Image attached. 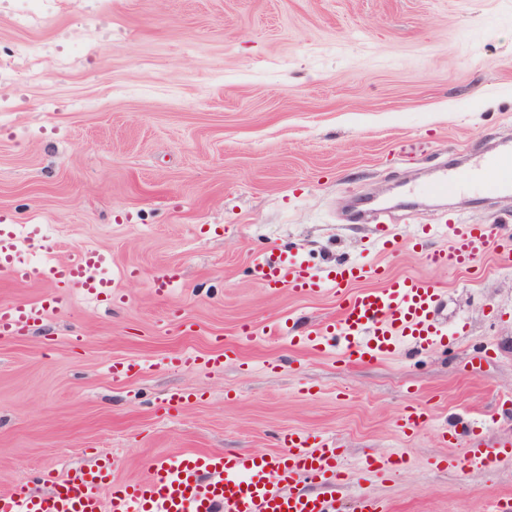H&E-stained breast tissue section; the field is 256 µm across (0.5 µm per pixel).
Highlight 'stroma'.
Wrapping results in <instances>:
<instances>
[{
  "label": "stroma",
  "instance_id": "1",
  "mask_svg": "<svg viewBox=\"0 0 512 512\" xmlns=\"http://www.w3.org/2000/svg\"><path fill=\"white\" fill-rule=\"evenodd\" d=\"M17 7L0 0V57L38 60L0 86V220L25 264L109 250L122 299L73 294L0 340V493L42 496L40 473L106 458L136 481L189 449L269 454L304 432L335 437L350 464L405 453L339 489L341 512L362 494L391 512L512 495V454L470 470L442 439L512 441V196L405 205L442 167L512 144V0H37L27 26ZM458 217L501 235L471 267L431 264ZM380 227L430 233L392 255ZM269 249L437 282L447 349L360 361L266 335L339 312L334 290L255 279ZM171 269L178 287L156 296ZM247 326L260 334L239 344ZM116 361L138 369L113 381ZM413 405L430 422L401 433Z\"/></svg>",
  "mask_w": 512,
  "mask_h": 512
}]
</instances>
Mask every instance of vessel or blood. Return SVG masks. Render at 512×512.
<instances>
[{"label":"vessel or blood","instance_id":"vessel-or-blood-1","mask_svg":"<svg viewBox=\"0 0 512 512\" xmlns=\"http://www.w3.org/2000/svg\"><path fill=\"white\" fill-rule=\"evenodd\" d=\"M436 189H477L489 194L512 191V149L503 148L475 164L441 176ZM454 246L433 254V261L466 266L481 256L499 235L496 224H455ZM14 225L0 224V273L19 283L40 280L51 291L35 301L0 304V339H13L58 310L72 292L90 298H117L109 271L110 253L90 248L63 262L37 265L17 259ZM253 274L270 291L289 288L304 296L323 289H341L380 277L374 288L341 299L337 317L296 337L287 324H277L278 336L294 337L297 345L322 352L336 346L350 355L377 358L392 354L398 340L424 351L446 336L440 321L442 290L430 279L381 274L373 264L339 263L324 271L304 260L267 251L253 261ZM283 452L221 454L186 451L166 458L151 476L136 482L113 478L111 461L55 480L46 496L0 493V512H337L335 497L292 490L297 475L336 487L344 481V451L336 438L291 433L282 437ZM500 454L498 447L470 440L460 452L464 466L485 468Z\"/></svg>","mask_w":512,"mask_h":512}]
</instances>
